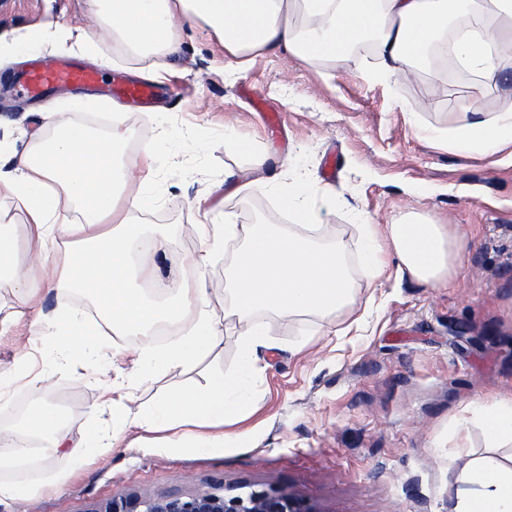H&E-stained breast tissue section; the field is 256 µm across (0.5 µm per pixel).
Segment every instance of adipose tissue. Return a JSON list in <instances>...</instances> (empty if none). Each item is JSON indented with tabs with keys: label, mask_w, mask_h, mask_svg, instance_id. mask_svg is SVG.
<instances>
[{
	"label": "adipose tissue",
	"mask_w": 512,
	"mask_h": 512,
	"mask_svg": "<svg viewBox=\"0 0 512 512\" xmlns=\"http://www.w3.org/2000/svg\"><path fill=\"white\" fill-rule=\"evenodd\" d=\"M98 25L129 53L141 58L168 57L180 50L183 25L207 29L224 51L227 67L243 72L255 57L275 53L307 62L342 66L352 45L369 35L377 55L378 81L407 78L430 51L451 42L454 55L476 76L460 104L455 125L431 130L432 140L459 154L512 149V106L473 117L472 104L497 87L504 68L503 47H512V0H90ZM476 15L474 37L449 38L456 17ZM49 140L35 139L16 167L0 163V201L8 200L24 216L30 236L44 257L63 251L58 276H16L15 226L0 224V276L11 275L22 297L36 299L64 283L95 298L111 327L147 333L162 321L183 325L180 339L163 348H145L132 361V372L146 378L162 369L188 367L218 347L224 322L236 317L239 369L212 376L200 388L132 409L128 392L116 405L127 427L179 434L192 429L195 449L207 446L213 430L236 422L254 406L249 380L272 342L259 312L314 315L324 319L352 309L351 281L340 243L314 244L310 236L281 231L272 224L195 225L205 247L192 257L184 286L173 297H150L142 283L159 277L168 252L163 230H145L136 219L145 209L142 190L129 185L131 162L121 161L122 137L94 134L57 123ZM329 186L303 182L281 198L283 209L299 223L318 221L317 205H334ZM76 208L75 218L60 217L61 207ZM118 229H108L109 220ZM243 238L225 277L230 306L212 307L202 278L204 268L225 240ZM462 239L448 225L420 216L404 224L367 225L360 258L371 281L388 269L430 287L448 285L461 266ZM36 335L49 337L62 359L80 358L94 367L98 328L78 311L37 313L29 319ZM490 454L462 456L451 512H512V394L496 395L477 406Z\"/></svg>",
	"instance_id": "ef3b65f1"
}]
</instances>
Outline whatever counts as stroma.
I'll use <instances>...</instances> for the list:
<instances>
[{"instance_id": "35a3bbf8", "label": "stroma", "mask_w": 512, "mask_h": 512, "mask_svg": "<svg viewBox=\"0 0 512 512\" xmlns=\"http://www.w3.org/2000/svg\"><path fill=\"white\" fill-rule=\"evenodd\" d=\"M89 10L88 0H0V45L71 24ZM86 34L98 53L75 50L70 59L97 68L106 62L119 77L150 81L147 62L130 58L100 28L87 27ZM24 62L0 54V147L18 154L34 133L49 134L44 112L99 131L121 112L133 131L124 156L152 158L131 183L154 191L138 218L163 225L170 240L164 290L182 285L201 246L192 229L198 221L220 224L229 215L239 224L297 231L279 197L303 179L336 193L335 208L323 212L312 236L343 245L356 289L353 310L329 321L260 314L275 349L251 382L255 410L200 451L186 440L123 429L120 412L100 402L114 382L147 407L214 373H235L237 324L196 366L159 371L143 385L130 373L131 357L174 341L180 325L148 336L105 330L94 374L81 360H53L27 322L0 328V372L25 364L43 375L12 386L0 433L26 431L43 403L61 410L68 441L80 440L93 423L124 431L116 448L93 458L60 448L31 466L0 470V481L32 488L0 512H95L135 491L203 492L216 479L230 495L272 485L315 512H449L458 445L478 454L486 449L476 403L512 393V159L503 152L451 153L418 131L453 125L468 84L439 86L430 70L395 87L376 81L370 49L352 51L337 71L265 54L236 73L225 69L207 30L188 27L180 53L165 60L172 89L160 107L144 112L111 97L85 112L75 106L81 88H57L36 105L12 96L8 84ZM257 154L267 157L264 175H277L275 190L221 192L225 171L251 172ZM412 212L459 230L457 276L448 287L431 288L392 274L368 293L359 258L364 224H398Z\"/></svg>"}]
</instances>
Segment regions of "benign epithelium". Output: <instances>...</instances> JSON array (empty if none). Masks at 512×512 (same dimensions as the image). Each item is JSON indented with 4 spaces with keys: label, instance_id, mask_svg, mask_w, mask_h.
Returning <instances> with one entry per match:
<instances>
[{
    "label": "benign epithelium",
    "instance_id": "7a95c632",
    "mask_svg": "<svg viewBox=\"0 0 512 512\" xmlns=\"http://www.w3.org/2000/svg\"><path fill=\"white\" fill-rule=\"evenodd\" d=\"M94 512H313L303 501L274 487L246 494L227 495L224 486L212 491L170 493L149 491L132 493L94 509Z\"/></svg>",
    "mask_w": 512,
    "mask_h": 512
}]
</instances>
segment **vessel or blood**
Returning a JSON list of instances; mask_svg holds the SVG:
<instances>
[{
  "mask_svg": "<svg viewBox=\"0 0 512 512\" xmlns=\"http://www.w3.org/2000/svg\"><path fill=\"white\" fill-rule=\"evenodd\" d=\"M98 81V72L66 60L35 62L15 79L19 93L33 99L48 98L52 90L60 84L88 87ZM105 93L109 96L120 94L148 106L161 95L162 88L158 85L132 84L117 88L109 87Z\"/></svg>",
  "mask_w": 512,
  "mask_h": 512,
  "instance_id": "1",
  "label": "vessel or blood"
}]
</instances>
